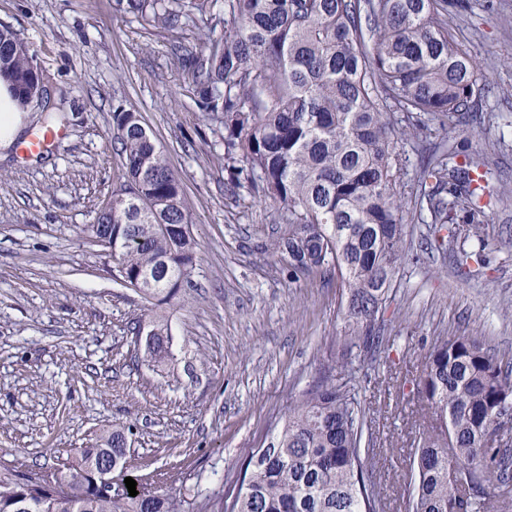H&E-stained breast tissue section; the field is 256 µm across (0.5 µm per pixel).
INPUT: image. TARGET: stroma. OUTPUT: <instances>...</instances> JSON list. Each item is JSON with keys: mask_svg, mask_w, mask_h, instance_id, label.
<instances>
[{"mask_svg": "<svg viewBox=\"0 0 512 512\" xmlns=\"http://www.w3.org/2000/svg\"><path fill=\"white\" fill-rule=\"evenodd\" d=\"M448 24L477 64L472 122L423 116L407 133L401 268L378 317L383 342L359 382L380 445L366 469L386 504L404 512L409 452L437 420L417 392L421 361L438 340L467 336L512 356V0H466ZM114 0H0V25L26 43L47 96L27 114H58L62 139L38 155L0 148V472L55 469L74 449L119 431L122 478L173 494L186 512H217L240 467L296 399L342 361L335 278L289 281L271 245L290 226L247 190L230 191L224 127L197 106L179 57L209 36L120 15ZM140 113L184 188L195 240L177 295L149 307L111 273L91 231L124 181L113 114ZM456 146L485 163L506 201L485 222L490 265L474 276L432 246L419 209L423 161ZM159 318L171 355L144 362L139 330Z\"/></svg>", "mask_w": 512, "mask_h": 512, "instance_id": "35a3bbf8", "label": "stroma"}]
</instances>
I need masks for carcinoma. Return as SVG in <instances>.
I'll return each instance as SVG.
<instances>
[{"instance_id":"obj_1","label":"carcinoma","mask_w":512,"mask_h":512,"mask_svg":"<svg viewBox=\"0 0 512 512\" xmlns=\"http://www.w3.org/2000/svg\"><path fill=\"white\" fill-rule=\"evenodd\" d=\"M143 26L178 29L198 21L224 34L185 52L201 111L224 125V169L288 213L291 231L273 244L288 257L289 281L333 271L344 323L342 365L303 392L280 429L245 460L241 486L224 512H385L364 467L377 446L356 379L379 341L378 313L399 271L405 222L403 159L391 108L413 115L464 117L476 65L448 25L449 0H114ZM29 49L0 27V78L27 110L34 74ZM124 183L112 212L117 278L148 301L172 297L193 267L194 240L183 186L131 110L113 113ZM435 233L453 243L456 222L479 246L459 263L486 265L480 225L502 200L487 172L451 147L421 175ZM168 328L150 321L146 361L168 353ZM419 393L442 431L419 434L405 512H487L512 498V361L466 336L444 340L422 361ZM123 434L46 477L0 474V512H186L179 499L118 493L100 479V462L120 464ZM467 470L472 488L457 501L448 467Z\"/></svg>"}]
</instances>
